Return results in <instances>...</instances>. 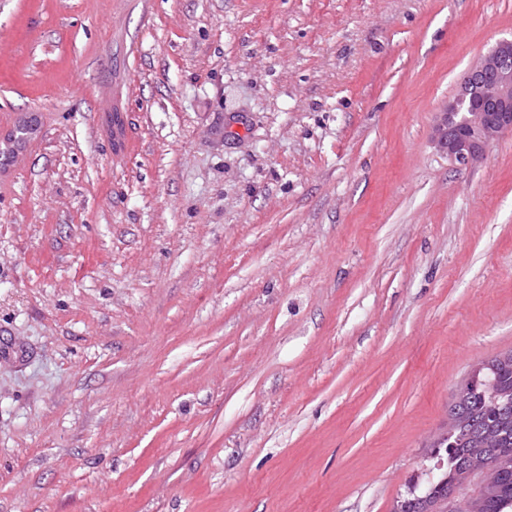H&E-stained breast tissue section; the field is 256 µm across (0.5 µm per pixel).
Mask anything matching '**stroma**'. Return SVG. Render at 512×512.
<instances>
[{"mask_svg":"<svg viewBox=\"0 0 512 512\" xmlns=\"http://www.w3.org/2000/svg\"><path fill=\"white\" fill-rule=\"evenodd\" d=\"M512 0H0V512H392L512 351V133L432 142Z\"/></svg>","mask_w":512,"mask_h":512,"instance_id":"stroma-1","label":"stroma"}]
</instances>
